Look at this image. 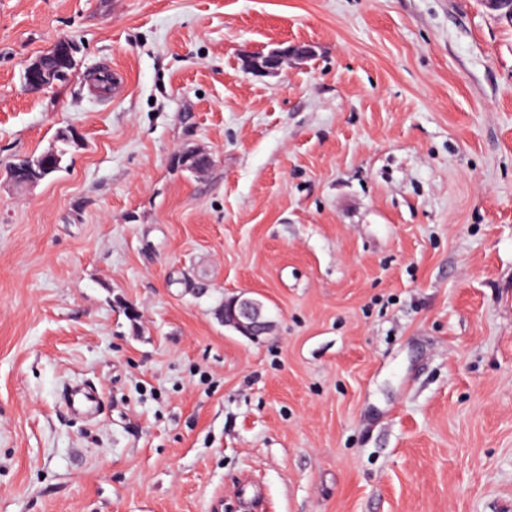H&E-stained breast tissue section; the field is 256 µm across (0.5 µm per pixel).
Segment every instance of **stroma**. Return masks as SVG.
<instances>
[{
  "label": "stroma",
  "instance_id": "obj_1",
  "mask_svg": "<svg viewBox=\"0 0 512 512\" xmlns=\"http://www.w3.org/2000/svg\"><path fill=\"white\" fill-rule=\"evenodd\" d=\"M63 40L68 79L28 91ZM287 44L314 55L246 67ZM233 296L268 334L224 325ZM244 481L261 512H512V23L0 0V512H244ZM43 55L25 64L23 81L33 92L41 91L53 84L54 75L43 66ZM47 151H54V157L51 160L53 167L52 174H46L44 170L39 168L35 163L33 165L32 170V162L27 157H22L20 159H17L15 162H11L7 169V176L9 180L13 183L14 186L22 188L27 187L29 185L34 184L35 182L32 180V178L36 179L37 181H40L42 179H45L63 169V162L64 157L66 155V149L62 146L59 147H52L48 150H45L39 154H33L30 155L32 160L35 161L38 159L42 154H44ZM32 170V172H31ZM31 173V175H30ZM51 174V175H50ZM49 175V176H48ZM47 176V177H46ZM32 177V178H31ZM61 399L70 413L85 416L98 414L103 400L96 388L82 384H74L66 388Z\"/></svg>",
  "mask_w": 512,
  "mask_h": 512
}]
</instances>
